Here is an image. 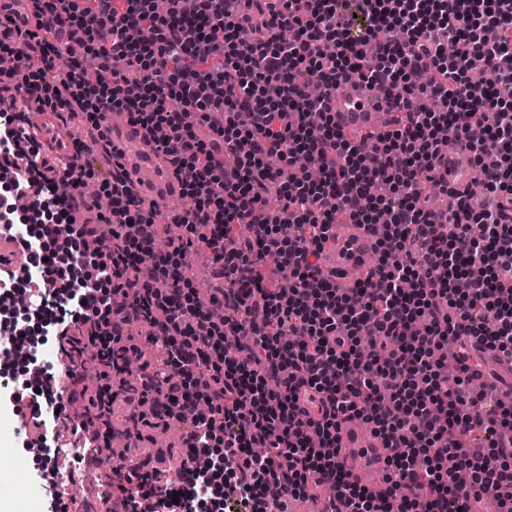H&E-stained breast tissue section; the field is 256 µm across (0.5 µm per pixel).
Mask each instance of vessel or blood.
<instances>
[{
  "instance_id": "b4317fda",
  "label": "vessel or blood",
  "mask_w": 512,
  "mask_h": 512,
  "mask_svg": "<svg viewBox=\"0 0 512 512\" xmlns=\"http://www.w3.org/2000/svg\"><path fill=\"white\" fill-rule=\"evenodd\" d=\"M380 99L365 84L348 79L342 81L333 100V115L347 139L357 144L372 142L382 132L378 121ZM101 132L120 151L131 173V187L138 195L163 200L179 206L182 200V177L150 147L142 128H130L128 135L115 131L111 118L101 122ZM29 136L38 150L36 161L53 164L60 155L75 152V143L68 135L58 113L48 109L34 110ZM486 171L461 163L448 167L449 184L462 187L473 180H482ZM376 237L354 224L336 225L332 238L323 250L324 272L334 273L340 291H351L359 282L372 277L376 269ZM338 462L351 480L369 491H377V476L384 466L386 451L372 434L361 431L358 421H345L338 435Z\"/></svg>"
}]
</instances>
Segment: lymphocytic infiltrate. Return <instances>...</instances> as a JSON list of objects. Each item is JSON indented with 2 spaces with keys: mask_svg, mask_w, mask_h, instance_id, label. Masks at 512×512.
Returning <instances> with one entry per match:
<instances>
[{
  "mask_svg": "<svg viewBox=\"0 0 512 512\" xmlns=\"http://www.w3.org/2000/svg\"><path fill=\"white\" fill-rule=\"evenodd\" d=\"M30 2L66 27L0 16V57L27 49L23 67L0 70L14 89L0 94V170L34 191L33 224L9 231L59 301L40 303L27 276L2 269L0 297L39 302L42 334L65 342L63 392L87 401L83 458L125 484L122 505L166 506L173 483L208 488L228 469L241 502L266 512H279L277 490L299 498L327 484L346 512H473L492 495L512 512V440L498 437L512 429V402L467 353L512 362V0H246L243 13L225 0ZM476 56L496 61L480 84ZM351 74L402 113L371 151L347 142L330 112ZM25 98L94 130L119 112L155 136L192 201L165 225L166 251L140 234L155 210L123 169L103 177L71 162L50 176L21 165L27 116L12 105ZM449 139L473 164L496 160L485 200L453 194L439 219L426 189L450 192L436 175ZM92 180L109 209L81 224ZM272 193L281 206L268 214ZM341 218L378 236L375 278L348 294L317 265ZM202 254L217 282L205 305L186 274ZM134 321L164 365L138 363ZM24 331L13 323L6 353L28 368L37 420L52 377L19 345ZM228 336L240 337L236 352ZM364 338L372 356L357 350ZM89 348L102 366L92 395ZM119 397L141 423L183 425L195 453L174 480L105 464L99 424ZM353 418L389 451L375 495L336 462L338 430ZM475 430L488 445L467 443Z\"/></svg>",
  "mask_w": 512,
  "mask_h": 512,
  "instance_id": "obj_1",
  "label": "lymphocytic infiltrate"
}]
</instances>
